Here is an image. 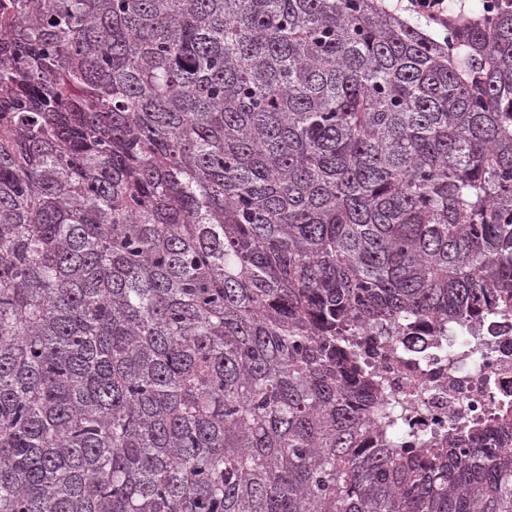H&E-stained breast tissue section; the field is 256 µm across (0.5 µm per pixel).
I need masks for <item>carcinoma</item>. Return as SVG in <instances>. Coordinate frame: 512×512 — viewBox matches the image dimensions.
Listing matches in <instances>:
<instances>
[{"mask_svg":"<svg viewBox=\"0 0 512 512\" xmlns=\"http://www.w3.org/2000/svg\"><path fill=\"white\" fill-rule=\"evenodd\" d=\"M0 0V512H512L345 333L512 304V0ZM397 2H407L404 9L399 12L406 17H411L408 13L415 15L417 18L424 19L427 22H441L448 20V1L447 0H397ZM397 2L386 1L385 3L396 6Z\"/></svg>","mask_w":512,"mask_h":512,"instance_id":"carcinoma-1","label":"carcinoma"}]
</instances>
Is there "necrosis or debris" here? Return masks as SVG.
<instances>
[{"instance_id": "1", "label": "necrosis or debris", "mask_w": 512, "mask_h": 512, "mask_svg": "<svg viewBox=\"0 0 512 512\" xmlns=\"http://www.w3.org/2000/svg\"><path fill=\"white\" fill-rule=\"evenodd\" d=\"M406 328L419 337L418 346L378 335L372 326L353 328L380 387L370 417L382 428L386 447L427 448L512 412V307L482 310L444 334L418 320Z\"/></svg>"}]
</instances>
